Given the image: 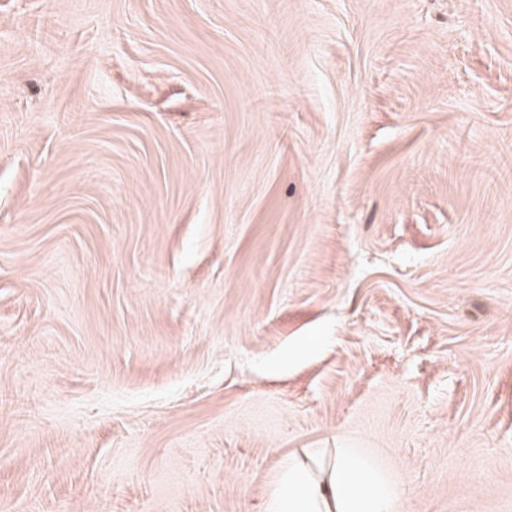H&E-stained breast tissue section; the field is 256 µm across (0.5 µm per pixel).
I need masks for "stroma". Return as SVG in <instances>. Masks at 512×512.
<instances>
[{
    "instance_id": "stroma-1",
    "label": "stroma",
    "mask_w": 512,
    "mask_h": 512,
    "mask_svg": "<svg viewBox=\"0 0 512 512\" xmlns=\"http://www.w3.org/2000/svg\"><path fill=\"white\" fill-rule=\"evenodd\" d=\"M326 448L512 512V0H0V512Z\"/></svg>"
}]
</instances>
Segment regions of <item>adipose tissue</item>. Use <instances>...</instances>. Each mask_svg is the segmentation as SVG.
<instances>
[{
  "mask_svg": "<svg viewBox=\"0 0 512 512\" xmlns=\"http://www.w3.org/2000/svg\"><path fill=\"white\" fill-rule=\"evenodd\" d=\"M400 486L350 448L289 461L268 512H396Z\"/></svg>",
  "mask_w": 512,
  "mask_h": 512,
  "instance_id": "ef3b65f1",
  "label": "adipose tissue"
}]
</instances>
